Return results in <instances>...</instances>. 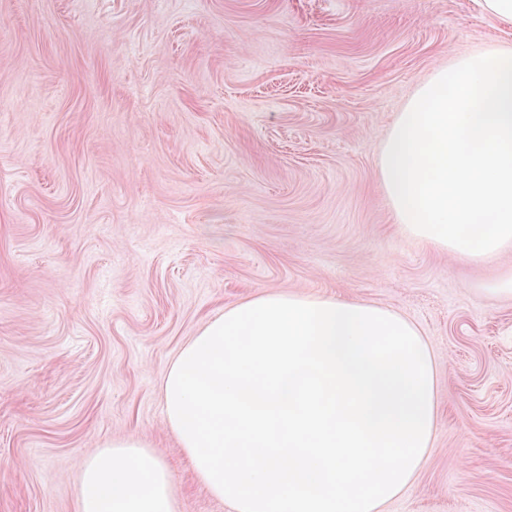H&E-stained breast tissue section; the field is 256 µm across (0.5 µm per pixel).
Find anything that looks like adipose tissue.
<instances>
[{"mask_svg": "<svg viewBox=\"0 0 512 512\" xmlns=\"http://www.w3.org/2000/svg\"><path fill=\"white\" fill-rule=\"evenodd\" d=\"M175 487L161 457L135 434L81 464L79 512H173Z\"/></svg>", "mask_w": 512, "mask_h": 512, "instance_id": "ef3b65f1", "label": "adipose tissue"}]
</instances>
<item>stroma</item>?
<instances>
[{
	"label": "stroma",
	"instance_id": "35a3bbf8",
	"mask_svg": "<svg viewBox=\"0 0 512 512\" xmlns=\"http://www.w3.org/2000/svg\"><path fill=\"white\" fill-rule=\"evenodd\" d=\"M480 0H0V512H79L144 438L174 512H232L164 423L169 362L268 292L391 308L440 413L383 512H512V250L407 237L378 160L416 89L512 49Z\"/></svg>",
	"mask_w": 512,
	"mask_h": 512
}]
</instances>
